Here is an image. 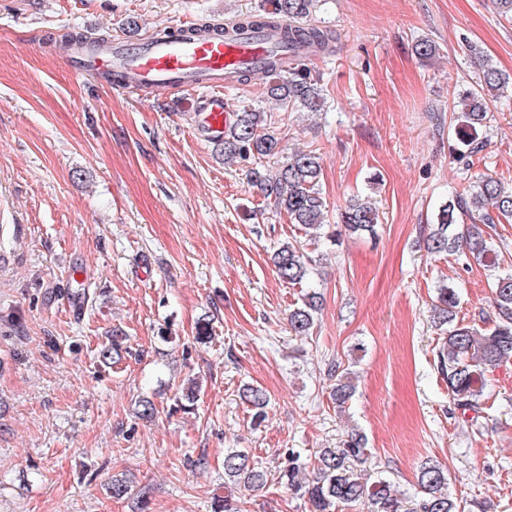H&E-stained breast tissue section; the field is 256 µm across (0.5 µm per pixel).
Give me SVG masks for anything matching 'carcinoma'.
<instances>
[{"mask_svg": "<svg viewBox=\"0 0 512 512\" xmlns=\"http://www.w3.org/2000/svg\"><path fill=\"white\" fill-rule=\"evenodd\" d=\"M255 15L261 26H273L281 20L294 24L288 29V48L306 45L319 51L329 48L331 38L319 28L304 24L309 17L313 0H268ZM479 83L457 94L453 102L456 114L454 150L457 159L469 170L476 156L483 151L480 133L491 120L490 99L512 84V77L499 69L481 65ZM271 77L266 96L282 108L300 107L307 112H320L324 97L311 79L304 63L297 62L286 71L279 64L268 66ZM224 158L250 164L279 153V141L265 127V112L249 110L235 112L224 125ZM319 156L298 151L286 158L274 175L258 168L249 169V177L264 199L275 209L287 213L290 223L299 225L312 239L327 237L334 241L341 232L325 231V204L317 188L320 175ZM376 208L356 199L340 214V225L350 236L376 234ZM505 220L512 221V186L484 173L477 176L463 193L441 205L433 215L432 228L427 236L426 249L431 254H451L464 247L478 265L492 272L489 288L495 320L490 328L479 330L456 321L459 306L457 289L449 284L436 288L437 304L434 319L438 326H448L437 351L440 371L456 409L473 417L494 407L488 392V373L512 358V269L501 268L504 260L496 250L487 228ZM277 276L284 282L297 285L309 277V258L291 242L281 244L272 254ZM320 294L305 292L301 302L288 314L290 330L296 336H308L319 310ZM355 394V384L348 370L336 374L331 397L336 407H344ZM244 400L255 410V419L264 418L267 396L259 388L243 389ZM370 458L366 438L353 432L341 448H322L315 454L311 478L300 474L308 463L292 454L288 468L280 474V483L288 490L308 499L311 512H331L338 505H348L366 499L371 512H460L448 492V473L437 461L427 460L420 466L417 492L406 507V498L393 489L384 476L365 477ZM360 467L361 473L354 472ZM266 474L255 467L248 452L230 448L224 453V484L241 485L251 490L265 484Z\"/></svg>", "mask_w": 512, "mask_h": 512, "instance_id": "1", "label": "carcinoma"}]
</instances>
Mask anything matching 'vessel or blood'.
<instances>
[{
  "label": "vessel or blood",
  "instance_id": "vessel-or-blood-1",
  "mask_svg": "<svg viewBox=\"0 0 512 512\" xmlns=\"http://www.w3.org/2000/svg\"><path fill=\"white\" fill-rule=\"evenodd\" d=\"M64 56L78 77L110 79L118 90L174 94L203 90L198 101L199 122L210 138L224 133V90L241 68L260 72L270 58L288 57V45L278 29H238L215 26L197 32L183 21L169 29L129 40L122 37L98 49L74 45Z\"/></svg>",
  "mask_w": 512,
  "mask_h": 512
}]
</instances>
